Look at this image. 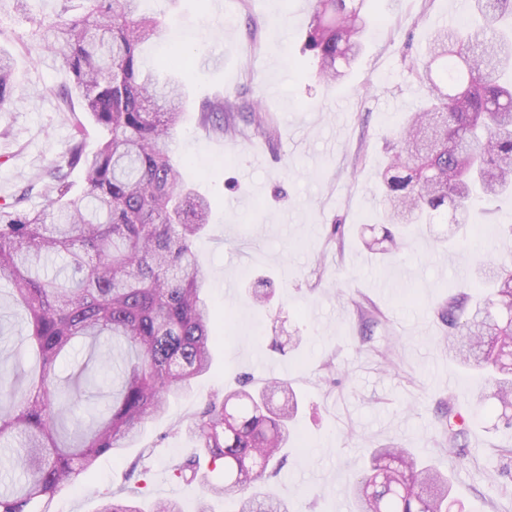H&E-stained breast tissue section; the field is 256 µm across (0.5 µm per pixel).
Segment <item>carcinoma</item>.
Wrapping results in <instances>:
<instances>
[{"label": "carcinoma", "instance_id": "cac0c4a2", "mask_svg": "<svg viewBox=\"0 0 512 512\" xmlns=\"http://www.w3.org/2000/svg\"><path fill=\"white\" fill-rule=\"evenodd\" d=\"M70 0L34 37L59 49L70 77L65 98L103 129L98 149L86 152L77 124L64 151L47 167L45 203L32 212L0 207V277L11 303L29 317L17 338L39 362L37 380L25 372H0V445L15 449L21 476L0 486V512H49L64 487L79 482L106 453L119 455L149 419L163 417L171 399L212 367L217 331L206 288L207 271L194 244L209 224L210 201L194 193L173 154L176 126L186 110L179 86L144 71L138 49L162 31L156 17L140 14L141 0ZM466 27L436 29L426 55L413 65L429 85L426 103L389 143L379 200L394 230L389 249L404 246L408 224L445 208L456 225V244L467 247L469 214L480 201L512 196V0H471ZM374 16L369 0H317L305 32V49L325 82L336 81L363 50V32ZM19 95L13 68L0 53V112ZM259 102L228 98L207 102L199 122L224 132L235 119L262 125ZM81 167L84 190L72 194L68 170ZM65 260L64 277L48 264ZM476 282L489 289L474 301L458 289L438 311L448 325V352L487 373L502 409H512V266L480 267ZM78 337L113 347L102 365L122 364L112 405L89 425L75 417L65 441L58 426L82 401V380L93 359L66 383L58 358ZM249 379L213 396L184 431L196 446L174 465L194 480L197 459L222 467L224 479L207 487L198 512H211L212 497L232 498L236 512H291L268 493L247 494L278 472L299 403L292 386L273 380L250 390ZM448 406L441 424L448 452L465 454V426ZM348 491L358 512H448V475L417 463L400 446L371 453L366 471ZM97 512H144L131 499L102 498Z\"/></svg>", "mask_w": 512, "mask_h": 512}]
</instances>
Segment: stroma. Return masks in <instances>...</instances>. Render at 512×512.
<instances>
[{
  "instance_id": "1",
  "label": "stroma",
  "mask_w": 512,
  "mask_h": 512,
  "mask_svg": "<svg viewBox=\"0 0 512 512\" xmlns=\"http://www.w3.org/2000/svg\"><path fill=\"white\" fill-rule=\"evenodd\" d=\"M314 4L146 0L166 21L142 49L146 68L166 79L169 51L187 50V110L175 148L187 180L212 200L195 249L209 273L219 334L213 370L171 401L164 418L145 423L131 448L100 456L49 512H95L101 495L113 492L148 505L175 498L196 512L201 480L173 472L191 452L182 426L246 376L258 387L290 382L301 399L288 457L266 486L295 512H357L347 485L373 449L389 445L447 471L463 512H512V454H502L512 451V427L484 377L449 358L448 327L437 314L448 283L477 262H512V247L497 240L512 226V201L471 216L470 248L435 247L450 229L440 213L414 225L402 251L379 259L365 250L385 230L377 173L386 143L426 97L411 66L432 32L455 22L454 0H375L364 52L334 84L318 80L303 51ZM58 9L59 0H32L24 13L0 8V47L25 88L0 112V204L16 200L29 212L41 209L35 186L75 122L84 123L88 150L101 139L85 113L60 108L69 78L54 51L31 54L34 31ZM212 54L222 55L221 66L205 65ZM217 96L260 101L264 130L241 122L219 136L202 127L199 110ZM228 279L237 280L236 295H225ZM260 279L273 290L264 310L247 296ZM450 400L468 419L462 460L441 444L438 409Z\"/></svg>"
}]
</instances>
